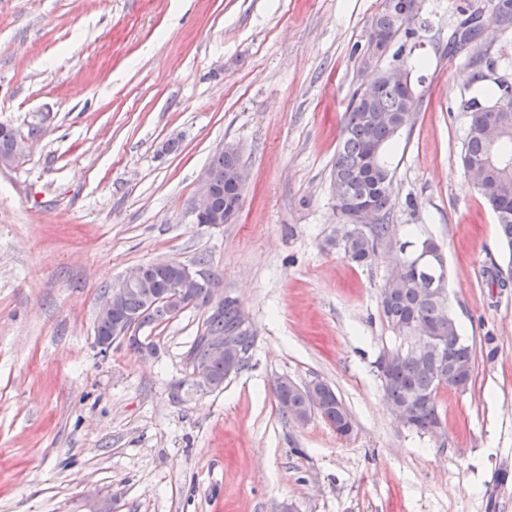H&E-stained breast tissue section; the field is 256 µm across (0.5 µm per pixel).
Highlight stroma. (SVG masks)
Segmentation results:
<instances>
[{"label": "stroma", "mask_w": 512, "mask_h": 512, "mask_svg": "<svg viewBox=\"0 0 512 512\" xmlns=\"http://www.w3.org/2000/svg\"><path fill=\"white\" fill-rule=\"evenodd\" d=\"M380 5L0 0V125L39 132L0 168V512H512V285L490 284L512 250L461 161L464 103L512 81V28L454 50L490 0H421L382 57L411 63L422 102L385 153L396 234L359 267L335 245L330 170L375 75L361 48ZM228 144L250 173L242 208L196 223L199 177ZM426 237L463 336L499 347L466 391H440L441 438L397 425L375 368L395 342L390 249ZM152 262L236 300L254 343L222 388L197 391L189 363L206 306L141 329L153 351L96 348L105 289ZM281 377L332 387L351 435L283 418Z\"/></svg>", "instance_id": "obj_1"}]
</instances>
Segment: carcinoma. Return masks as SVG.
I'll use <instances>...</instances> for the list:
<instances>
[{
	"label": "carcinoma",
	"mask_w": 512,
	"mask_h": 512,
	"mask_svg": "<svg viewBox=\"0 0 512 512\" xmlns=\"http://www.w3.org/2000/svg\"><path fill=\"white\" fill-rule=\"evenodd\" d=\"M420 7L405 16L385 7L374 15L371 36L376 39L374 54L382 58L395 40L412 34L411 23ZM507 13L512 25V0H491L488 24H497L501 13ZM478 13L464 21L467 32H457L455 41L465 44L481 27ZM377 94L365 97L361 90L353 92L343 116L341 138L336 159L332 164L331 183L336 209L345 226L338 246L344 257L358 266H367L375 259L378 248L396 233L389 224L391 214L390 171L383 160L388 144L416 119L418 97L414 89L384 78V70L375 77ZM490 99L475 97L464 105L468 127L462 154V164H474L481 170L477 190L486 198L497 218L500 237L512 248V83L505 78L494 81ZM17 135L0 125V158L11 155ZM235 146L227 144L208 164L214 173L212 204L215 211L225 213L232 205L228 184L242 177ZM356 198L369 200L381 214V221L366 227L353 223L345 203ZM435 273V283L426 282L424 274ZM143 275L150 288L130 293L123 310L137 315V327L163 322L179 310L158 301V295L175 275L172 263L156 262L143 265ZM447 278L444 258L439 245L431 238L405 241L392 253L390 270L381 291L384 318L394 332L409 336H437L441 349H427L416 354L402 350L398 343L387 349L392 355L388 371L378 374L384 397L394 408L408 413L410 429L437 435L443 426L438 393L442 388L465 390L472 382L476 347L460 335L458 325L448 306ZM206 332L212 336H241L238 364L253 345V336L243 328L231 301L224 302V312L208 317ZM321 395L319 410L312 409L308 391L274 387L279 410L292 422L317 412L343 436L353 426L352 418L329 385L315 380Z\"/></svg>",
	"instance_id": "carcinoma-1"
}]
</instances>
